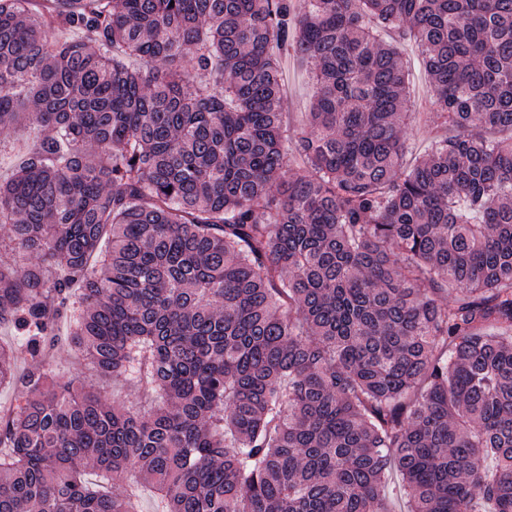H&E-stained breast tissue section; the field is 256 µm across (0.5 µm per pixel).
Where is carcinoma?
<instances>
[{"label":"carcinoma","instance_id":"1","mask_svg":"<svg viewBox=\"0 0 512 512\" xmlns=\"http://www.w3.org/2000/svg\"><path fill=\"white\" fill-rule=\"evenodd\" d=\"M41 2L0 0V126L42 130L0 149V512H391L393 471L512 512V0ZM386 27L451 130L408 168ZM274 41L315 66L295 172ZM64 326L159 403L50 375Z\"/></svg>","mask_w":512,"mask_h":512}]
</instances>
